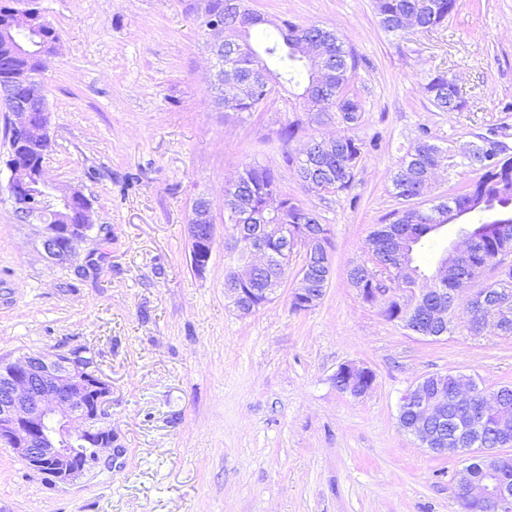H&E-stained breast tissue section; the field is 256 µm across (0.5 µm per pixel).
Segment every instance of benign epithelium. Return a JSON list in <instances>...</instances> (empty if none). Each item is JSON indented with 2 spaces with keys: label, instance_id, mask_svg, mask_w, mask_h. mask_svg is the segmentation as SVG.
<instances>
[{
  "label": "benign epithelium",
  "instance_id": "7a95c632",
  "mask_svg": "<svg viewBox=\"0 0 512 512\" xmlns=\"http://www.w3.org/2000/svg\"><path fill=\"white\" fill-rule=\"evenodd\" d=\"M208 47L213 57L224 55L231 47L224 36V23L212 20L207 26ZM212 88L228 103L236 97V87L224 81L220 71L212 74ZM0 107L9 114L8 138L11 157L8 190L13 200L22 196L29 202L17 210L18 221L39 226V245L44 256L55 264L73 260L77 247L88 238L92 229L91 212L83 210L82 218L73 221L74 203L82 192L60 188L46 175L45 158H40L34 172H27L25 154L48 139L49 112L46 105L35 112L30 102L8 98ZM322 153L330 158L336 152V141L322 138L310 141L301 153L315 156ZM61 215L63 223L45 221L47 212ZM238 242L246 243V257L225 281L224 294L231 300L236 312L248 316L270 302L288 277H277L266 288L255 287L256 274L275 269L288 252H303L302 267L294 274L292 289L294 303L303 311L315 307L325 295V289L311 288L309 271L312 248L331 235L330 225L320 224L310 230L304 224H240L233 228ZM191 240L190 263L195 272L206 271L215 242L211 202L197 198L192 206L189 222ZM476 237L462 235L448 249L445 260L438 264L435 276L451 285L450 292L464 300L474 319L468 322L472 332L481 334L487 328L501 329L509 317V292L506 289L487 288L482 292L465 294L466 287L479 276L470 257ZM372 251L382 248L388 260L382 264L386 272H394L405 260L403 239L386 228H380L371 237ZM424 291L410 288L398 294L407 321L419 306ZM336 378L347 384L348 392L361 396L373 384L374 375L365 367L344 363L336 371ZM441 385L449 390L450 403L442 402L434 391ZM111 386L102 378L95 357L85 360L70 349L63 352L35 353L16 363L0 365V445L9 447L32 470L45 473L61 484H68L83 472L100 463L109 444L99 440L107 430V405ZM475 399L472 380L461 374H437L434 381H419L400 400V408L409 409L416 417L412 432L437 443L435 451L457 454L464 451V432L461 427L454 435L444 438L432 433L431 425L448 419L453 407H468ZM512 444L503 436L500 447L490 449L485 458L472 461L458 474L457 490L468 502L476 499L489 512H512V482L503 477L499 466L512 461L503 447Z\"/></svg>",
  "mask_w": 512,
  "mask_h": 512
}]
</instances>
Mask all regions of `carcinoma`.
Returning <instances> with one entry per match:
<instances>
[{
    "instance_id": "obj_1",
    "label": "carcinoma",
    "mask_w": 512,
    "mask_h": 512,
    "mask_svg": "<svg viewBox=\"0 0 512 512\" xmlns=\"http://www.w3.org/2000/svg\"><path fill=\"white\" fill-rule=\"evenodd\" d=\"M456 6L457 0H376L381 28L393 36L402 35L399 25L410 15L418 20L423 31H432L448 21ZM194 9L201 29H206L209 16L216 15L224 22V28L233 32L237 43L233 57L223 59L224 76H233L239 85L238 99L229 106V111L240 114L259 111L274 92L275 85L284 82L303 85L301 98L308 109L319 105L317 98L307 99V93L315 90L316 76L301 54L298 41L293 39L296 32L306 31L310 25L282 19L274 25V30L261 31L260 42L256 43L252 31L257 25L252 20L260 19L264 25L269 20L249 9L246 0H197ZM15 12L17 8L13 6L0 5V18L8 20V23L0 24V95L36 99L42 93L40 76L46 69L47 59L57 52L59 36L43 17L30 16L21 24L10 23ZM325 36L331 40L336 52V79L327 113L336 114L344 128V133L339 135L340 147L330 160L334 175L329 179L326 193L338 194L350 188L363 158L366 144L349 131L360 124L364 108L359 97L350 90L358 64L356 56L335 30L325 28ZM424 91L430 104L440 112H458L465 106V102L448 92V75L443 72L429 76ZM477 140L488 145L483 156L454 162V166L476 174L475 179L462 191L428 208L414 206L413 199L420 184L448 159V148L433 142L425 134L401 156L392 177V186L395 197L407 207L393 213L388 228L398 231L406 226L417 227L419 236L411 241V252H416L421 245L420 234L429 229L439 230L456 220L459 214L474 215V221L469 224L471 228L490 224L497 218L512 217V155L502 156L489 167L487 159L494 154L497 139L479 136ZM224 196L235 198L242 212L264 224L309 223L311 209L281 190L275 172L266 167L244 168L226 184ZM273 196L278 197L286 208V218L267 211V203ZM511 252L512 238L493 235L476 248L472 264L482 271L488 268L495 271V280L489 287L512 291V270L504 278L499 273V267L504 263L503 256ZM424 278L426 273L412 263L407 272L395 274L393 283L387 282V275L382 280L385 281L384 287L398 291ZM498 392L500 408L489 413L487 424L469 427L472 453L498 447L499 436L489 423L503 415L512 418V386L504 385Z\"/></svg>"
}]
</instances>
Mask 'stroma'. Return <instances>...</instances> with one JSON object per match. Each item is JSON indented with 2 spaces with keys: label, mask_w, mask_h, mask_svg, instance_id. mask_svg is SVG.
<instances>
[{
  "label": "stroma",
  "mask_w": 512,
  "mask_h": 512,
  "mask_svg": "<svg viewBox=\"0 0 512 512\" xmlns=\"http://www.w3.org/2000/svg\"><path fill=\"white\" fill-rule=\"evenodd\" d=\"M195 0H38L58 52L43 86L53 148L48 177L80 188L94 229L70 264L42 258L34 226L7 190L0 112V362L89 347L112 387V453L62 485L0 447V512H461L462 456L404 432L402 395L433 374L512 384V337L464 324L431 340L387 320L347 277L368 239L401 209L392 176L422 133L454 147L476 136L512 145V0H457L437 30L386 34L374 0H248L269 20L333 28L358 59L351 89L367 149L351 187L305 192L283 162L282 126L298 142L342 133L312 123L289 86L247 120L209 86ZM444 72L465 107L436 111L423 86ZM249 165L331 227L333 274L311 310L292 285L242 317L224 296L237 256L224 246V185ZM212 203L209 266L190 264L192 203ZM351 362L374 374L364 395L339 392Z\"/></svg>",
  "instance_id": "1"
}]
</instances>
